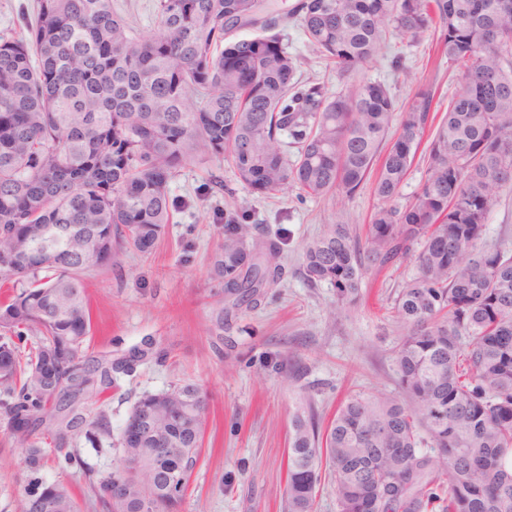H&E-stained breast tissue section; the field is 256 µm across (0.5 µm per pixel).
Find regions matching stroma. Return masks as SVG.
Listing matches in <instances>:
<instances>
[{
	"mask_svg": "<svg viewBox=\"0 0 512 512\" xmlns=\"http://www.w3.org/2000/svg\"><path fill=\"white\" fill-rule=\"evenodd\" d=\"M282 35L301 58L302 81L325 83L332 94L344 90L300 28L288 26ZM399 54L405 57L402 71L391 66ZM358 76L384 83L401 103L434 78L441 100L457 88L447 58L427 39L391 41ZM216 179L235 187L237 205L258 226L255 241L280 240L282 275L251 308L235 306L209 276L211 258L224 241V196L209 188ZM169 191L176 210L153 251L124 249L118 266L86 275L92 325L87 353L117 356L146 339L160 353L121 377L98 406L117 434L141 395L180 380L198 383L210 399L209 425L181 512H282L298 397L306 396L328 419L354 393L395 389L402 329L389 309L415 265L404 259L369 271L360 299L337 313L334 288L305 280L302 249L324 225L338 221L364 235L376 203L372 185L349 197L302 199L292 190L262 196L237 186L227 161L200 155L179 169ZM73 449L79 464L61 466L51 458L42 475L71 486L80 512H103L92 503L85 471L110 469L117 452L106 438L96 448L81 439ZM25 485L23 453L0 433V512H21Z\"/></svg>",
	"mask_w": 512,
	"mask_h": 512,
	"instance_id": "stroma-1",
	"label": "stroma"
}]
</instances>
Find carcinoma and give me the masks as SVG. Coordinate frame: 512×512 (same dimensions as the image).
<instances>
[{
    "label": "carcinoma",
    "instance_id": "carcinoma-1",
    "mask_svg": "<svg viewBox=\"0 0 512 512\" xmlns=\"http://www.w3.org/2000/svg\"><path fill=\"white\" fill-rule=\"evenodd\" d=\"M157 29L139 35L112 0H36L20 33L0 35V424L23 449L24 512H78L70 489L40 476L51 426L61 452L112 435L87 400L132 375L150 348L89 356L86 273L128 245L147 255L172 223L169 183L197 154L224 158L259 195L355 194L374 178L377 205L360 240L327 224L307 243L312 286L353 305L365 275L413 258L392 312L403 328L397 391L358 393L322 424L297 409L286 512H314L322 480L338 512H512V251L482 243L489 213L512 192L500 165L512 144V5L504 0H300L288 19L347 77L390 39L431 31L460 77L441 121L436 82L398 110L387 87L360 80L328 94L302 82L275 32L273 0H156ZM260 23L261 33L234 39ZM424 181L401 188L422 142ZM245 211L224 212L209 275L244 299L280 279L281 247L257 255ZM33 341L21 355L19 342ZM119 435L120 460L88 476L105 512H179L207 428V394L179 382L143 394ZM134 462L127 498L106 490ZM186 471L170 487L165 473Z\"/></svg>",
    "mask_w": 512,
    "mask_h": 512
}]
</instances>
